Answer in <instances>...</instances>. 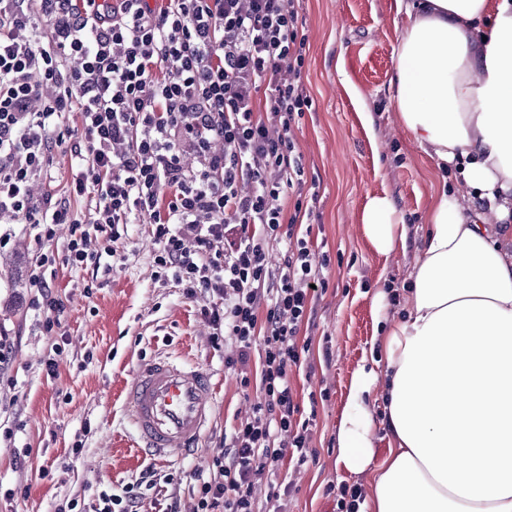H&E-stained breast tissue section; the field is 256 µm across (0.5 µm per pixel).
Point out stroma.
<instances>
[{"instance_id":"35a3bbf8","label":"stroma","mask_w":512,"mask_h":512,"mask_svg":"<svg viewBox=\"0 0 512 512\" xmlns=\"http://www.w3.org/2000/svg\"><path fill=\"white\" fill-rule=\"evenodd\" d=\"M296 7L312 108L293 139L319 192L312 249L330 264L327 286L298 336L306 347L302 364L289 372L313 455L300 467L282 459L256 498L265 501L269 484L283 482L290 486L285 512H338L339 486L356 479L336 465V431L377 327L374 294L408 284L440 181L393 108L396 0H298ZM350 83L355 92L347 91ZM364 103L375 117L370 130L360 117ZM65 125L47 176L33 184L35 195L64 193L72 179L80 114L69 113ZM383 193L412 229L406 252L392 257L374 250L361 222L369 197ZM44 231L0 216V339L7 356L0 363V512H96L100 493L120 491L148 470L153 487L141 512H167L175 499L182 512H195L194 472L208 471L225 434L253 403L224 366L231 342H212L203 315L209 296H186L157 275V247L142 222L125 225L107 273L68 265V225L56 226L50 240ZM37 268L65 306L50 331L30 284ZM164 354L213 372L216 412L197 455L160 463L132 446L123 398L137 363ZM52 355L50 373L45 361Z\"/></svg>"}]
</instances>
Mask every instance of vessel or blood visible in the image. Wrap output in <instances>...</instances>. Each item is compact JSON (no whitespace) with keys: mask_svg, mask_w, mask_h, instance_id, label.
Masks as SVG:
<instances>
[{"mask_svg":"<svg viewBox=\"0 0 512 512\" xmlns=\"http://www.w3.org/2000/svg\"><path fill=\"white\" fill-rule=\"evenodd\" d=\"M143 450L170 460L198 450L215 404L209 373L176 357L139 363L126 396Z\"/></svg>","mask_w":512,"mask_h":512,"instance_id":"b4317fda","label":"vessel or blood"}]
</instances>
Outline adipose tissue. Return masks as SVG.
<instances>
[{"instance_id":"obj_1","label":"adipose tissue","mask_w":512,"mask_h":512,"mask_svg":"<svg viewBox=\"0 0 512 512\" xmlns=\"http://www.w3.org/2000/svg\"><path fill=\"white\" fill-rule=\"evenodd\" d=\"M397 12L395 108L460 191L436 193L404 304L351 379L336 464L371 472L363 512H512V0ZM363 225L378 253L406 249L390 196L368 199Z\"/></svg>"}]
</instances>
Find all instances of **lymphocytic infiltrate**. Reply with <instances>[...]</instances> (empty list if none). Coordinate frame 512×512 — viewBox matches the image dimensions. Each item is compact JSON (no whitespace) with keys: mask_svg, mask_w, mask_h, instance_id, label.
<instances>
[{"mask_svg":"<svg viewBox=\"0 0 512 512\" xmlns=\"http://www.w3.org/2000/svg\"><path fill=\"white\" fill-rule=\"evenodd\" d=\"M304 49L292 0H0V213L70 225L75 266L99 265L93 232L145 220L161 272L188 296H210L214 336L237 347L226 367L242 391L262 394L202 482L196 512H283L279 489L261 507L254 488L283 458L308 460L288 372L330 260L311 249L316 214L292 138L311 105ZM70 112L82 119L70 184L82 213L30 190ZM281 238L274 268L266 251ZM256 347L255 378L246 365Z\"/></svg>","mask_w":512,"mask_h":512,"instance_id":"obj_1","label":"lymphocytic infiltrate"}]
</instances>
